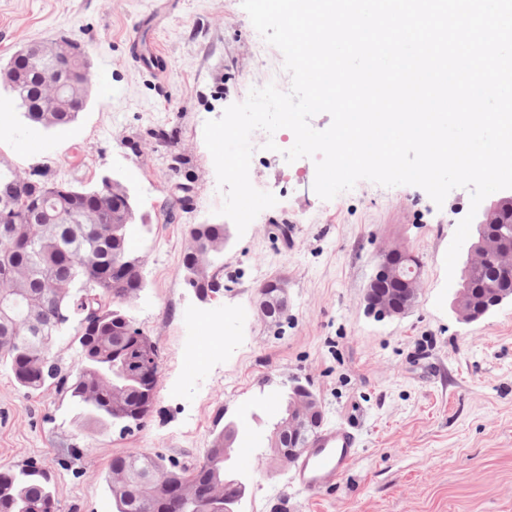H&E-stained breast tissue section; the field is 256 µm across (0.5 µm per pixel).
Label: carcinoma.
Instances as JSON below:
<instances>
[{"mask_svg":"<svg viewBox=\"0 0 512 512\" xmlns=\"http://www.w3.org/2000/svg\"><path fill=\"white\" fill-rule=\"evenodd\" d=\"M15 100L28 123L45 130L73 123L76 112H46L41 83L34 75L18 84ZM125 186L102 179L90 191L51 178L40 170L28 177L0 163V194L12 204L0 212V295L14 300L10 316L0 312V362L25 394L51 388L67 394L87 419L102 431L128 420L141 426L154 398L140 389L98 378L97 372L126 358L135 336L144 332L123 305L144 288L138 256L128 247L129 224L114 223L126 211L113 212L111 197ZM65 204L71 219L40 223L50 204ZM199 245L188 248L183 270L193 275L189 286L212 292L221 286L215 259L224 256V225L200 224ZM131 268L112 274L115 260ZM512 279L492 267L476 274L474 293L488 285L507 287ZM99 310L87 317L85 307ZM69 335L78 361L65 370L48 340ZM109 490L115 512H219L237 489L224 484V431L191 468L166 465L159 455L130 450L112 459ZM0 512H59L50 480L36 462L0 468Z\"/></svg>","mask_w":512,"mask_h":512,"instance_id":"cac0c4a2","label":"carcinoma"}]
</instances>
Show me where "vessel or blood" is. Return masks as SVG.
Segmentation results:
<instances>
[{
    "instance_id": "1",
    "label": "vessel or blood",
    "mask_w": 512,
    "mask_h": 512,
    "mask_svg": "<svg viewBox=\"0 0 512 512\" xmlns=\"http://www.w3.org/2000/svg\"><path fill=\"white\" fill-rule=\"evenodd\" d=\"M359 446L350 427L339 424L322 429L296 461L295 483L308 490L328 488L355 462Z\"/></svg>"
}]
</instances>
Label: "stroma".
Returning a JSON list of instances; mask_svg holds the SVG:
<instances>
[{
	"instance_id": "35a3bbf8",
	"label": "stroma",
	"mask_w": 512,
	"mask_h": 512,
	"mask_svg": "<svg viewBox=\"0 0 512 512\" xmlns=\"http://www.w3.org/2000/svg\"><path fill=\"white\" fill-rule=\"evenodd\" d=\"M63 38L77 39L89 64L87 110L36 131L0 88V161L128 187L146 286L126 311L156 341L161 377L143 426L121 438L92 432L68 396L24 395L0 365V466L37 461L60 512H115L113 456L135 448L193 464L222 417L252 442L250 457L232 460L247 487L237 512H512V305L472 324L435 305L468 190L439 207L419 187L362 180L326 201L313 189L314 160L286 162L258 130L249 178L277 203L238 234L219 213L204 124L252 84L286 76L282 52L240 0H0L1 62L24 43ZM134 41L162 49L159 73L134 61ZM158 129L171 140H156ZM180 182L192 192L173 210ZM196 224L229 234L222 286L204 300L182 278ZM396 246L421 260L419 298L407 315L379 320L365 292L379 254ZM276 277L289 309L275 323L257 299ZM294 378L319 397L325 425H351L360 439L354 464L325 490L301 489L266 446Z\"/></svg>"
}]
</instances>
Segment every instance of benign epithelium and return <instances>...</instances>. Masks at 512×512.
<instances>
[{
  "label": "benign epithelium",
  "mask_w": 512,
  "mask_h": 512,
  "mask_svg": "<svg viewBox=\"0 0 512 512\" xmlns=\"http://www.w3.org/2000/svg\"><path fill=\"white\" fill-rule=\"evenodd\" d=\"M51 46L78 58L84 57L76 42L54 41L31 43L24 48L25 55L35 67L42 83L44 96L58 102L71 99L76 93L90 92L88 64L82 63L74 70L59 72L52 65V58L44 48ZM512 189H504L480 204L472 221L473 235L465 241L459 254V263L450 288V307L456 319L465 324L479 322L503 304H512V289H493L486 302L474 310L468 303L473 275L490 265L504 273L512 274ZM414 260V254L405 247L392 248L380 253L377 271L366 290L368 309L375 315L401 317L415 307L421 287V272L409 276L406 269ZM260 313L271 314L274 310L288 311V292L282 283H275L269 291L259 293L257 301ZM159 369L158 358L146 349L135 348L133 356L119 366L110 369L112 379L123 381L135 377L141 382L151 381ZM297 396L286 413L276 424L273 436L286 447L288 463L310 445V437L316 434L322 423L321 408L314 407L315 394L302 387H295Z\"/></svg>",
  "instance_id": "1"
}]
</instances>
